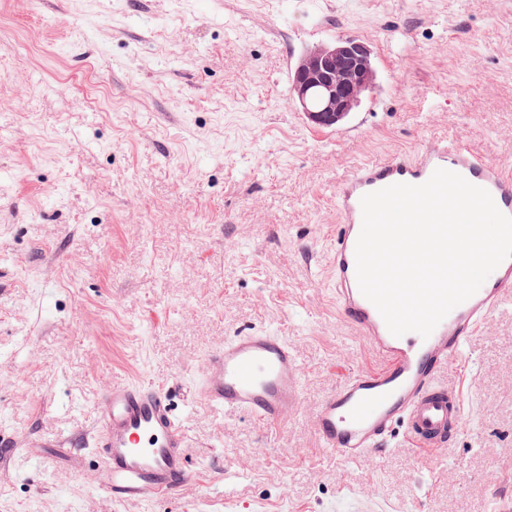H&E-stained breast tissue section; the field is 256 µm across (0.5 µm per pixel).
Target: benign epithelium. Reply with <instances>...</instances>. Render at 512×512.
<instances>
[{
  "label": "benign epithelium",
  "mask_w": 512,
  "mask_h": 512,
  "mask_svg": "<svg viewBox=\"0 0 512 512\" xmlns=\"http://www.w3.org/2000/svg\"><path fill=\"white\" fill-rule=\"evenodd\" d=\"M374 82L368 45L341 39L300 58L291 76V97L310 123L332 127L349 117Z\"/></svg>",
  "instance_id": "benign-epithelium-1"
}]
</instances>
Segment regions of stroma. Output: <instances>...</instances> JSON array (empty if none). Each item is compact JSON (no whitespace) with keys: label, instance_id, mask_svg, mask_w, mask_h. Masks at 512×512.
I'll list each match as a JSON object with an SVG mask.
<instances>
[{"label":"stroma","instance_id":"stroma-1","mask_svg":"<svg viewBox=\"0 0 512 512\" xmlns=\"http://www.w3.org/2000/svg\"><path fill=\"white\" fill-rule=\"evenodd\" d=\"M366 42L333 129L290 99L310 48ZM512 166V0H0V512H146L62 449L117 377L165 384L195 480L153 512H512V302L469 343L449 446L346 461L311 418L373 364L336 313V186L447 136ZM253 327L301 395L276 435L191 389Z\"/></svg>","mask_w":512,"mask_h":512}]
</instances>
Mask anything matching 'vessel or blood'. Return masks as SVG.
Masks as SVG:
<instances>
[{"label": "vessel or blood", "instance_id": "1", "mask_svg": "<svg viewBox=\"0 0 512 512\" xmlns=\"http://www.w3.org/2000/svg\"><path fill=\"white\" fill-rule=\"evenodd\" d=\"M439 168L487 190L498 209L512 217V169L486 161L457 141L363 162L336 188L339 224L329 253L336 311L377 359L373 367L347 373L313 419L321 447L348 461L383 452L399 426L406 447L416 453L445 447L464 398L460 386L439 376L466 360L471 337L512 299V257L426 338L415 332L392 335L362 294L355 255L362 197L397 183L423 184ZM298 372V358L285 337L252 328L225 339L208 355L196 393L210 406L242 412L274 433L298 406ZM184 442V427L164 386L148 379H114L101 389L95 426L82 442L97 461L93 489L118 503L155 505L174 497L191 478Z\"/></svg>", "mask_w": 512, "mask_h": 512}]
</instances>
